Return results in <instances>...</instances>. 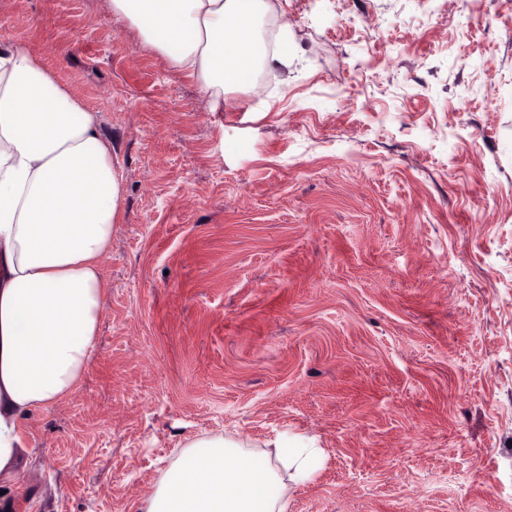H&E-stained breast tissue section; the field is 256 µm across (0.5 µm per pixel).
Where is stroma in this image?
Returning <instances> with one entry per match:
<instances>
[{
    "label": "stroma",
    "instance_id": "1",
    "mask_svg": "<svg viewBox=\"0 0 512 512\" xmlns=\"http://www.w3.org/2000/svg\"><path fill=\"white\" fill-rule=\"evenodd\" d=\"M272 5L296 67L210 112L107 0H0L124 184L16 512H139L224 432L316 440L288 512H512V0Z\"/></svg>",
    "mask_w": 512,
    "mask_h": 512
}]
</instances>
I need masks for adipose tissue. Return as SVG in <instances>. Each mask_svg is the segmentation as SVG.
<instances>
[{
	"label": "adipose tissue",
	"mask_w": 512,
	"mask_h": 512,
	"mask_svg": "<svg viewBox=\"0 0 512 512\" xmlns=\"http://www.w3.org/2000/svg\"><path fill=\"white\" fill-rule=\"evenodd\" d=\"M108 2L113 19L197 81L212 112L229 93H255L260 71L297 60L270 0ZM121 198L100 113L24 48L0 49V512L12 510L27 452L23 423L71 392L93 358ZM272 445L262 461L231 435L189 442L140 512H288L321 450L287 434Z\"/></svg>",
	"instance_id": "adipose-tissue-1"
}]
</instances>
